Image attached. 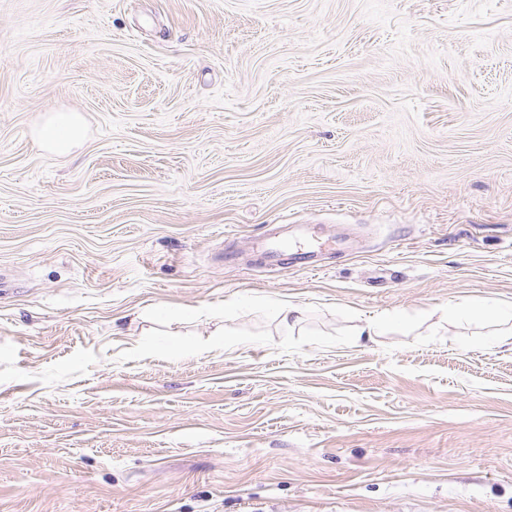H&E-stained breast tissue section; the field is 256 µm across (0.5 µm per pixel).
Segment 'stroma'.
Wrapping results in <instances>:
<instances>
[{"mask_svg":"<svg viewBox=\"0 0 512 512\" xmlns=\"http://www.w3.org/2000/svg\"><path fill=\"white\" fill-rule=\"evenodd\" d=\"M0 512H512V0H0ZM84 126L79 114L57 112L39 130L40 142L56 154L69 153L82 139ZM288 235H267L253 242L262 251L264 261L271 266H279L282 257L288 256V267L306 268L313 266L311 260L315 261L320 250V245L314 239H308L310 246L305 242L295 240L291 246L288 242Z\"/></svg>","mask_w":512,"mask_h":512,"instance_id":"obj_1","label":"stroma"}]
</instances>
